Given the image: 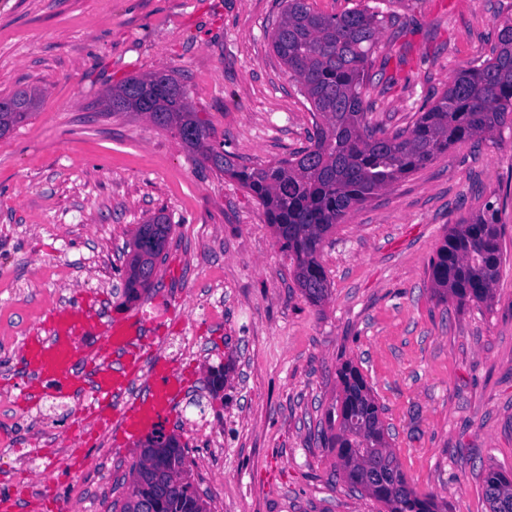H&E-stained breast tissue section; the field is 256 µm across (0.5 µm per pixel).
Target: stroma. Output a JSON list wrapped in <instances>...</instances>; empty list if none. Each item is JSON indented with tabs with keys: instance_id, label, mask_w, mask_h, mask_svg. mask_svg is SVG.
Returning a JSON list of instances; mask_svg holds the SVG:
<instances>
[{
	"instance_id": "obj_1",
	"label": "stroma",
	"mask_w": 512,
	"mask_h": 512,
	"mask_svg": "<svg viewBox=\"0 0 512 512\" xmlns=\"http://www.w3.org/2000/svg\"><path fill=\"white\" fill-rule=\"evenodd\" d=\"M412 26L394 83L372 92L388 129L427 111L459 64L488 55L512 0H385ZM281 0H0V98L37 90L0 137V496L36 512H120L139 441L95 413L24 401L28 337L71 304L137 315L186 390L161 423L188 447L210 512H385L336 475L319 431L350 361L385 411L419 495L489 512L483 476L512 475V127L467 141L349 212L325 239L329 295L310 304L259 201L148 115L106 111L130 76L174 75L240 165L291 158L315 118L268 32ZM498 203L507 260L492 307L438 302L430 262L448 228ZM164 214L154 288L125 303L128 245ZM224 369L211 397L208 370ZM205 408L224 436L188 420Z\"/></svg>"
}]
</instances>
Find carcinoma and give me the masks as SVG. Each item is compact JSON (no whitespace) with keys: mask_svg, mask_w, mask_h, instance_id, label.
Here are the masks:
<instances>
[{"mask_svg":"<svg viewBox=\"0 0 512 512\" xmlns=\"http://www.w3.org/2000/svg\"><path fill=\"white\" fill-rule=\"evenodd\" d=\"M284 3L272 45L322 119L310 146L292 158L265 166H236L229 155L207 144L209 133L191 111L184 86L164 72L123 81L108 91L105 106L110 112H141L143 97L149 96L148 116L156 125L175 131L202 162L237 179L259 200L281 249L293 260L298 288L318 304L329 293L320 261L325 237L350 211L448 154L455 144L473 139L493 142L503 126L512 124V20L502 25L488 57L478 65L460 66L413 125L389 132L373 120L369 102L371 89L386 87L387 59L376 73L369 70L383 30H390L386 45L401 48L410 22L367 9L325 15L307 0ZM36 96L35 91H22L0 100V136L30 116ZM169 230L162 215L139 225L130 244L135 260L153 267ZM503 236L501 213L492 202L451 227L430 264L438 300L492 306L503 266ZM153 287V281L134 272L124 283V293L135 300ZM339 375L342 392L336 399V422L328 423L322 436L336 450L337 465L350 488L375 498L387 512H445V506L409 487L385 438L383 407L361 372L347 364ZM156 441L149 437L143 444L132 468L140 483L132 486L121 512H140L147 498L154 499L155 512H209L189 479L187 447L178 437L167 438L170 452L160 466H146ZM484 495L489 512H512V476L488 470Z\"/></svg>","mask_w":512,"mask_h":512,"instance_id":"obj_1","label":"carcinoma"}]
</instances>
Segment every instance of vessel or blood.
<instances>
[{"instance_id": "b4317fda", "label": "vessel or blood", "mask_w": 512, "mask_h": 512, "mask_svg": "<svg viewBox=\"0 0 512 512\" xmlns=\"http://www.w3.org/2000/svg\"><path fill=\"white\" fill-rule=\"evenodd\" d=\"M91 318L79 305L55 310L47 335L26 340L23 369L35 379L27 399L37 402L51 390L92 401L102 421L118 417L122 435L138 438L171 414L185 389L184 379L162 358H147L148 337L140 319L104 322L102 334L91 336L87 333ZM145 365L150 368L147 392L125 401V393Z\"/></svg>"}]
</instances>
